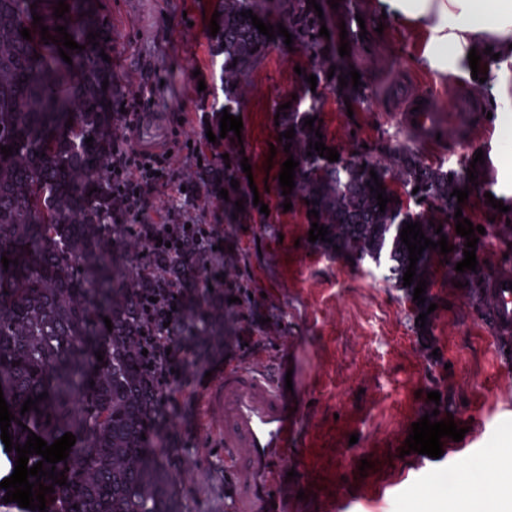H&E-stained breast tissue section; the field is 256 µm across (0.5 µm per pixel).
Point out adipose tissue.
Listing matches in <instances>:
<instances>
[{"label": "adipose tissue", "instance_id": "1", "mask_svg": "<svg viewBox=\"0 0 512 512\" xmlns=\"http://www.w3.org/2000/svg\"><path fill=\"white\" fill-rule=\"evenodd\" d=\"M394 16L423 22L430 32L425 61L458 73L470 50L492 48L487 80L500 101H512V0H385Z\"/></svg>", "mask_w": 512, "mask_h": 512}]
</instances>
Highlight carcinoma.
I'll return each instance as SVG.
<instances>
[{"label":"carcinoma","mask_w":512,"mask_h":512,"mask_svg":"<svg viewBox=\"0 0 512 512\" xmlns=\"http://www.w3.org/2000/svg\"><path fill=\"white\" fill-rule=\"evenodd\" d=\"M69 12L54 16L57 0H0V145L13 147V155L0 153V256L18 264L3 268L0 263V390L15 416L9 432L13 443L25 444L29 432L47 444L70 432L76 443L66 460L43 469L65 472L67 485H54L46 495L52 512H185L183 491L177 480L182 464L181 450L175 447L171 423L177 410L161 402V390L142 372L138 336L144 326L141 292L150 282L136 277L139 240L126 235L121 225L112 223V197L106 192L104 174L112 159V100L115 78L112 63L103 60L101 49L106 34L101 20L90 14L91 0H65ZM220 30L211 38L212 58L231 69L233 63L248 61L256 69L270 47L251 18L241 13L251 10L268 22L275 15L292 34L293 45L309 60L324 54L336 57V48L319 36L323 21L306 0H215ZM43 17L55 43L41 40L32 12ZM67 27L73 40L85 46L70 50L72 63L59 55L61 35L53 28ZM30 30L31 39L20 31ZM99 32V45L92 46L88 33ZM40 54L34 58V54ZM315 66L305 75L317 77L316 91L298 93L297 99L275 101L280 113L279 132L294 128L290 153L298 159L307 154L309 143L318 141L315 129L304 119L321 110L326 95L343 91L361 103L359 91L340 88L336 78ZM109 81L102 90L103 81ZM78 111H70L71 103ZM291 103L282 111L278 106ZM73 126L67 128L68 120ZM93 137L89 147L85 139ZM230 165L209 170L210 184L228 191L224 220L242 219L253 207L254 194L239 169L243 155L227 150ZM320 175L306 184L305 198L319 217L309 222L328 225L327 253L348 252L344 239L367 236L380 223L381 212L373 182L374 171L385 195L392 198L386 209L399 207L379 169L356 167L342 177L336 163L312 151ZM470 159L462 167L446 170L426 163L405 141L400 143L399 180L414 193L421 206L420 219L437 209L444 216L448 236L462 248L466 238L457 235L456 207L469 215L481 213L483 227L512 219L487 204V189L481 179L471 184L467 178ZM239 188L231 187V180ZM467 187L474 201L457 204V197L444 195L448 181ZM97 191L90 192V189ZM418 192H413V189ZM243 200L245 211L235 210ZM392 270L404 274L409 252L404 243L387 246ZM156 263L182 289L179 313L169 335L180 350L185 372L224 356V336L235 313L224 288L210 286L204 259L187 241L175 252L156 256ZM508 281L489 277L471 288L470 304L482 303L485 295L499 297ZM481 312L496 334L512 331V318L499 306ZM112 329H107L104 318ZM102 352L98 361L96 352ZM46 392L38 410L22 414L23 402ZM23 425H18V422Z\"/></svg>","instance_id":"cac0c4a2"}]
</instances>
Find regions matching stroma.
I'll list each match as a JSON object with an SVG mask.
<instances>
[{
  "label": "stroma",
  "mask_w": 512,
  "mask_h": 512,
  "mask_svg": "<svg viewBox=\"0 0 512 512\" xmlns=\"http://www.w3.org/2000/svg\"><path fill=\"white\" fill-rule=\"evenodd\" d=\"M108 27L112 71L121 91L135 89L144 71L155 70L164 83L152 126L141 129L169 136V115L182 113L185 135L200 137L199 116L209 111L218 79L211 63L209 25L214 0H94ZM393 38L392 62L421 73L437 87L447 75L424 67L427 29L387 16ZM310 61L302 53L274 44L251 81L255 93L241 109V139L253 181L266 185L268 213L253 211L224 227L229 280L249 292L243 318L232 324L225 349L254 366L271 367L281 353L301 387L299 397L313 401L325 418L371 447L378 436L400 434L421 413L453 415L466 429L462 452L435 462L403 461L383 495L360 492L351 512H408L416 501L439 494V481L469 468L483 474L472 481L477 512H504L498 488L501 471L489 463L498 449L512 446V338L494 335L480 311L470 306L465 289L444 260L432 267L431 295L437 308L422 315L391 269L370 271L347 255L327 256L321 243L309 242L303 209L284 210L278 202L279 178L268 166L271 144L278 141L272 110L282 89L301 88L300 70ZM363 105L346 106L343 93L328 94L319 117L333 149L346 148L371 160L391 153L400 124L397 115L378 111L376 88ZM425 326H416L418 316ZM263 327H256V320ZM439 392V402L428 392ZM173 428L183 450L179 482L186 512H228L224 459L215 425L201 401L188 402Z\"/></svg>",
  "instance_id": "obj_1"
}]
</instances>
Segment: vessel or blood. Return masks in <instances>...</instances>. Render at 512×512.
<instances>
[{
    "mask_svg": "<svg viewBox=\"0 0 512 512\" xmlns=\"http://www.w3.org/2000/svg\"><path fill=\"white\" fill-rule=\"evenodd\" d=\"M330 10L333 35L347 33L350 54L345 65L360 66L385 53V43L376 31L369 0H339ZM418 74L396 66L366 78L368 86H380L381 109L401 113L418 139L435 143L437 136L470 138L472 129L492 141L494 122L488 119L483 99L465 90L446 94L422 87ZM468 117L465 126L458 117ZM204 401L220 432L224 450L225 488L231 512H348L352 491L368 486L381 491L385 478L400 464L404 436L378 441L365 470L338 471L336 450L344 438L335 427L314 422V412L305 403L289 407L283 376L236 360L213 373L205 384ZM295 460L298 475L288 480L285 463ZM305 499H298V492Z\"/></svg>",
    "mask_w": 512,
    "mask_h": 512,
    "instance_id": "obj_1",
    "label": "vessel or blood"
}]
</instances>
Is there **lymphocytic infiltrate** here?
Here are the masks:
<instances>
[{"label": "lymphocytic infiltrate", "instance_id": "lymphocytic-infiltrate-1", "mask_svg": "<svg viewBox=\"0 0 512 512\" xmlns=\"http://www.w3.org/2000/svg\"><path fill=\"white\" fill-rule=\"evenodd\" d=\"M161 78L157 72L144 73L136 93L119 95L112 99V116L116 125L124 129V136L112 143V170L108 174V191L114 204L113 217L124 224L129 235L142 242L143 254L136 264L138 276L154 279L157 283L156 300L144 313L146 325L141 344L147 349L146 362L157 377L165 398L176 401L190 396L185 383L174 373L179 363L170 337L157 333L159 321L166 319L173 306L179 305L180 294L176 284L167 280L154 266L157 241L178 244L185 237L195 238L210 277L223 274L225 254L217 245L224 237L218 224H186L179 208L174 204L182 192V183L171 163L174 154L187 159L214 158L212 142L199 139L189 141L183 137L179 115H172L173 126L165 151L142 150L135 140L144 119L152 112ZM170 195L164 206H156L160 195Z\"/></svg>", "mask_w": 512, "mask_h": 512}]
</instances>
